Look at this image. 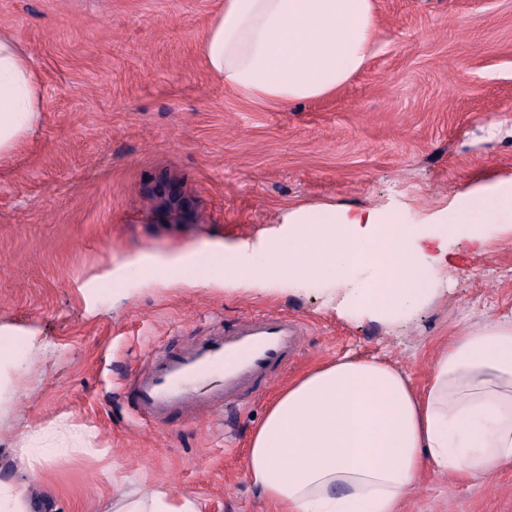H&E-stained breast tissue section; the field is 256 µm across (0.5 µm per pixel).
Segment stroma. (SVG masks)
I'll list each match as a JSON object with an SVG mask.
<instances>
[{
    "label": "stroma",
    "mask_w": 512,
    "mask_h": 512,
    "mask_svg": "<svg viewBox=\"0 0 512 512\" xmlns=\"http://www.w3.org/2000/svg\"><path fill=\"white\" fill-rule=\"evenodd\" d=\"M224 0H0V37L39 76L43 113L0 158V482L29 512H113L120 493L197 498L202 512H276L250 482L270 394L225 417L145 425L121 385L146 352L250 311L308 329L278 387L344 354L424 384L463 323L512 311V232L449 256L429 305L385 326L337 317L326 291L215 284L213 251L277 232L294 207L394 206L420 222L461 191L512 176V0H374L366 66L335 93L250 101L207 70ZM196 251L147 278L133 259ZM92 451L18 458L59 421ZM400 512H512V467L463 481L430 468Z\"/></svg>",
    "instance_id": "obj_1"
}]
</instances>
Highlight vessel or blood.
Here are the masks:
<instances>
[{"label":"vessel or blood","mask_w":512,"mask_h":512,"mask_svg":"<svg viewBox=\"0 0 512 512\" xmlns=\"http://www.w3.org/2000/svg\"><path fill=\"white\" fill-rule=\"evenodd\" d=\"M304 336L299 320L270 312L209 327L188 346L149 351L126 384L127 401L145 423H167L178 414L223 420L275 382L300 354Z\"/></svg>","instance_id":"1"}]
</instances>
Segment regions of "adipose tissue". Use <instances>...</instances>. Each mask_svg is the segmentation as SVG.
<instances>
[{
  "label": "adipose tissue",
  "mask_w": 512,
  "mask_h": 512,
  "mask_svg": "<svg viewBox=\"0 0 512 512\" xmlns=\"http://www.w3.org/2000/svg\"><path fill=\"white\" fill-rule=\"evenodd\" d=\"M374 0H224L203 58L240 95L280 106L334 93L365 65ZM42 92L0 37V156L33 130ZM257 245L236 246L225 289L329 283L338 317L393 325L426 307L453 241L512 232V179L472 187L422 223L394 207H299ZM263 263H254L253 252ZM479 479L512 466V314L458 329L423 387L347 354L283 388L247 450V476L280 512H399L427 467ZM120 512H201L184 496L126 498Z\"/></svg>",
  "instance_id": "adipose-tissue-1"
}]
</instances>
